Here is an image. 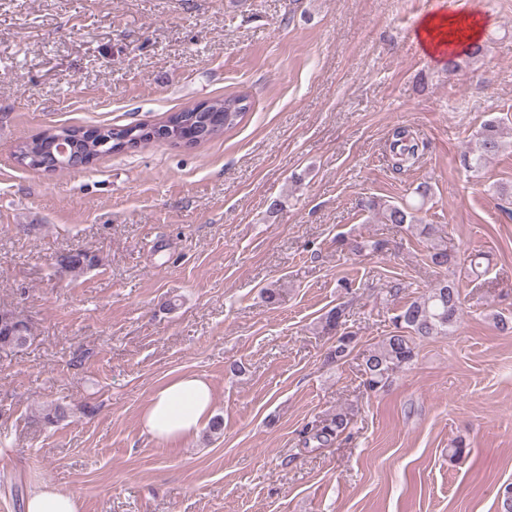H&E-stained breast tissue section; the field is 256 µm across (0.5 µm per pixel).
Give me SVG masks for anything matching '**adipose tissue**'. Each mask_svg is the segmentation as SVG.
Instances as JSON below:
<instances>
[{
    "instance_id": "ef3b65f1",
    "label": "adipose tissue",
    "mask_w": 512,
    "mask_h": 512,
    "mask_svg": "<svg viewBox=\"0 0 512 512\" xmlns=\"http://www.w3.org/2000/svg\"><path fill=\"white\" fill-rule=\"evenodd\" d=\"M484 24L465 13H436L419 25L417 35L431 54L456 52L480 40ZM214 415V394L201 375L182 374L155 389L140 417L146 435L157 441H178L196 436ZM80 501L72 491L38 485L26 501V512H79Z\"/></svg>"
}]
</instances>
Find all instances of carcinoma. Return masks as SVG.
I'll return each instance as SVG.
<instances>
[{"label":"carcinoma","instance_id":"cac0c4a2","mask_svg":"<svg viewBox=\"0 0 512 512\" xmlns=\"http://www.w3.org/2000/svg\"><path fill=\"white\" fill-rule=\"evenodd\" d=\"M214 112H196L194 107L187 106L167 116V121L180 124V144H202L220 138L224 133L235 129L249 112L251 103L245 93H231L224 97L211 99ZM80 128L76 126H52L30 138L20 141L15 154L20 157L25 153L37 151L49 154L55 146L56 138L62 135H75ZM393 167L399 171L408 163H415L421 156L422 144L412 136L405 127L393 131ZM506 148L500 132L499 121H485L476 133L475 139L464 154L465 165L474 173L482 170L486 162L499 155ZM431 188L420 184L415 189L419 198L418 204H392L382 198H372L365 202V207L381 217L384 223L402 228L414 227L419 222L417 213L422 209L425 199L430 195ZM420 234L429 242L428 259L440 268L449 269L456 264L455 258L448 249L435 242L433 229L424 225ZM95 263V257L85 252H68L56 259L58 269L72 277H78ZM462 311L459 280L445 274L426 289L416 299L393 309L389 320L393 331L368 350L364 358V384L376 391L386 386L391 376L410 366L416 357L415 340L429 339L434 336L446 335L456 326ZM345 306L330 309L325 316L324 329L336 335L334 345L327 352L325 361L336 364L346 358L351 351L354 334L345 328ZM29 336H9L0 332V352H15L27 344ZM348 420L339 413L329 424L315 425L306 431L309 439L326 446L337 440L347 429Z\"/></svg>","mask_w":512,"mask_h":512}]
</instances>
